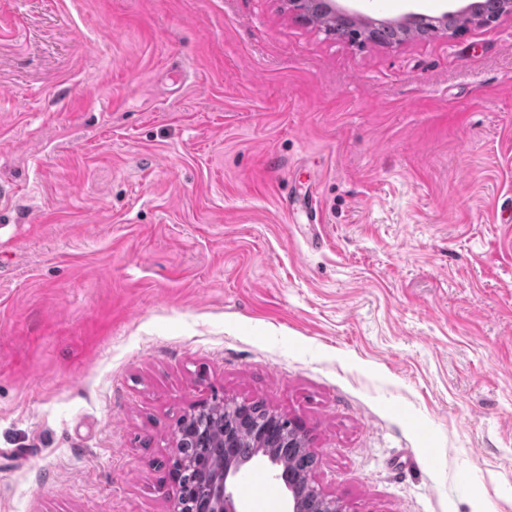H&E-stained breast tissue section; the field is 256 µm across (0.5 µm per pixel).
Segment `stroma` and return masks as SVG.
Listing matches in <instances>:
<instances>
[{
  "instance_id": "1",
  "label": "stroma",
  "mask_w": 512,
  "mask_h": 512,
  "mask_svg": "<svg viewBox=\"0 0 512 512\" xmlns=\"http://www.w3.org/2000/svg\"><path fill=\"white\" fill-rule=\"evenodd\" d=\"M504 210L512 15L389 45L287 0H0V512H172L216 394L346 512H512Z\"/></svg>"
}]
</instances>
